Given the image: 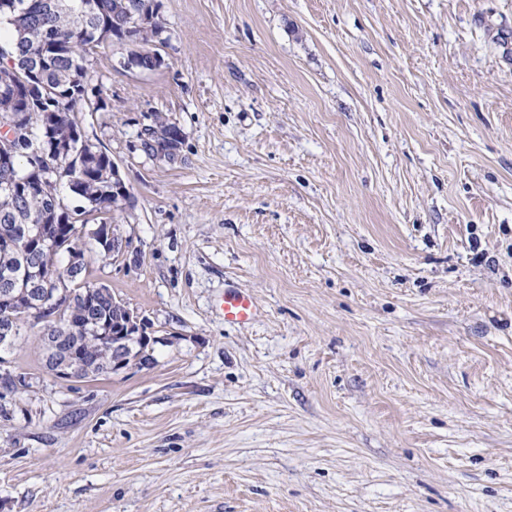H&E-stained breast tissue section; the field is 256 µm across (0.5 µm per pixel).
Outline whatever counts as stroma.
Masks as SVG:
<instances>
[{
  "label": "stroma",
  "instance_id": "35a3bbf8",
  "mask_svg": "<svg viewBox=\"0 0 512 512\" xmlns=\"http://www.w3.org/2000/svg\"><path fill=\"white\" fill-rule=\"evenodd\" d=\"M78 106L151 365L7 353L0 512H512V0H160ZM157 112L182 137L145 154ZM228 288L262 310L225 323Z\"/></svg>",
  "mask_w": 512,
  "mask_h": 512
}]
</instances>
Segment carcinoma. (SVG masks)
I'll return each instance as SVG.
<instances>
[{"label": "carcinoma", "instance_id": "obj_1", "mask_svg": "<svg viewBox=\"0 0 512 512\" xmlns=\"http://www.w3.org/2000/svg\"><path fill=\"white\" fill-rule=\"evenodd\" d=\"M23 12L20 24L10 23L11 39L5 43L12 69L4 68L0 56V82L21 77L28 68L38 73V82L54 90V96L45 99L38 87L25 94L22 101L23 127L27 136L17 142L14 163L0 165V189L9 191L12 199L0 201V268L15 270L26 281L38 280L44 288H53L62 281L76 292L74 301L60 313L62 329L58 335L63 344L74 351L76 358L99 369L112 362V340L101 336L113 332L118 325L122 301L107 286L99 287L86 280V272L73 275L72 269L62 264L66 250L57 248V242L72 240L75 247L84 239L97 241L93 228L104 233L112 227L110 212L122 207L112 199V189L107 183V172L112 166V156L95 146L80 143L73 137L78 128L75 116L80 101L88 97L89 81L87 58L102 44L99 36L87 38L76 29L78 18L68 12L48 7V0H16ZM93 15L87 19L89 28H101L115 42L129 44L131 61L138 67L150 70V53L159 48L141 45L136 35L127 28V11L131 8L153 17L157 33L165 32L159 15V0H92ZM153 125L159 132L160 148L170 140L177 127L168 117L158 112ZM62 143L89 156L88 165L74 169L68 157L62 156L57 165L69 183L70 191L82 202L83 220H71L62 212L64 199L59 188L44 190L37 176L26 175L31 151L47 131ZM28 301L24 297L0 302V323L14 322L23 329L31 325Z\"/></svg>", "mask_w": 512, "mask_h": 512}]
</instances>
